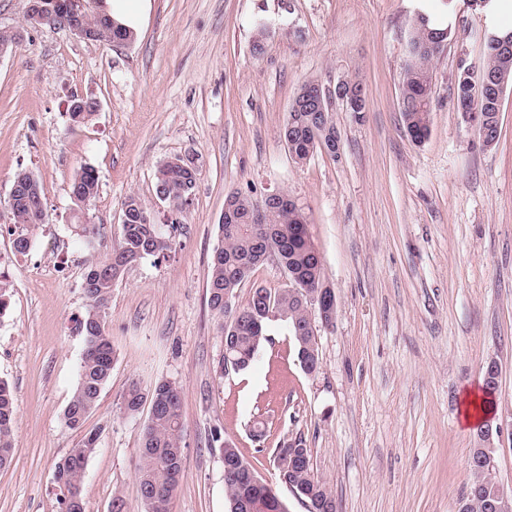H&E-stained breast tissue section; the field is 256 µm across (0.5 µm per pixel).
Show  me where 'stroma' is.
Returning a JSON list of instances; mask_svg holds the SVG:
<instances>
[{"label":"stroma","mask_w":512,"mask_h":512,"mask_svg":"<svg viewBox=\"0 0 512 512\" xmlns=\"http://www.w3.org/2000/svg\"><path fill=\"white\" fill-rule=\"evenodd\" d=\"M27 0H0V28L22 40L0 57V379L13 389L14 454L0 469V512H59L56 463L84 430L101 429L82 485L85 512H145L135 473L148 409L122 414L131 382L180 389L184 467L170 512H227L212 431L239 448L288 512H307L281 484L275 450L303 439L339 512H458L477 444L460 402L500 368L493 424L498 476L512 487V86L501 136L483 147L451 104L460 60L479 35L512 27V0H153L132 43L87 42L24 24ZM451 23L433 62L431 133L407 135L401 72L417 13ZM269 37L255 53L256 19ZM361 80L368 109L334 107L341 155L292 158L282 138L300 85ZM101 109L74 123L72 95ZM199 156L192 204L169 258L142 260L112 288L106 328L115 364L83 430L63 414L78 379L92 258L118 241L121 204L137 192L154 214L157 166ZM93 167L101 227L74 232L75 172ZM38 179L46 213L16 253L8 199L19 172ZM285 192L300 207L336 293L332 326L316 325L320 368H301L293 336L271 322L250 368L221 369L224 337L207 306L209 259L228 193ZM266 426L255 438L251 423Z\"/></svg>","instance_id":"stroma-1"}]
</instances>
